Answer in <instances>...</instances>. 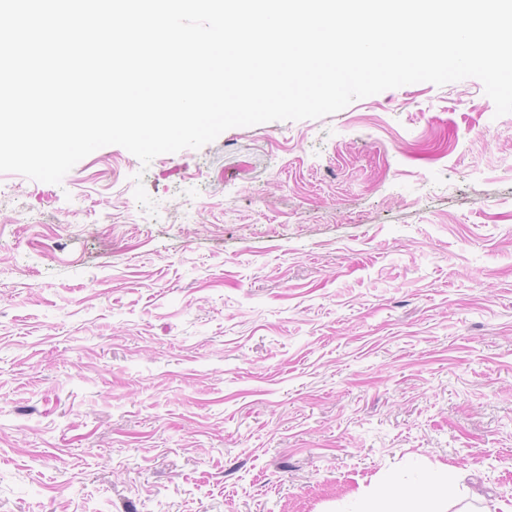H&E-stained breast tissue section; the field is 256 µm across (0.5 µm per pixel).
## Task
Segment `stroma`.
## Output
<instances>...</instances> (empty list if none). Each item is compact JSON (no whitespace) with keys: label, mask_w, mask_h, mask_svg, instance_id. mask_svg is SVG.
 I'll use <instances>...</instances> for the list:
<instances>
[{"label":"stroma","mask_w":512,"mask_h":512,"mask_svg":"<svg viewBox=\"0 0 512 512\" xmlns=\"http://www.w3.org/2000/svg\"><path fill=\"white\" fill-rule=\"evenodd\" d=\"M414 471L512 512V114L478 79L0 173V512H345Z\"/></svg>","instance_id":"35a3bbf8"}]
</instances>
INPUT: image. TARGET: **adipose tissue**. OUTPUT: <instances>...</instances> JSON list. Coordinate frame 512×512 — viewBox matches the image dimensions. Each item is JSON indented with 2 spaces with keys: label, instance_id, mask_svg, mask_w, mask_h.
I'll use <instances>...</instances> for the list:
<instances>
[{
  "label": "adipose tissue",
  "instance_id": "adipose-tissue-1",
  "mask_svg": "<svg viewBox=\"0 0 512 512\" xmlns=\"http://www.w3.org/2000/svg\"><path fill=\"white\" fill-rule=\"evenodd\" d=\"M447 489V478L439 475H419L407 484L389 482L373 495L358 498L350 512H427Z\"/></svg>",
  "mask_w": 512,
  "mask_h": 512
}]
</instances>
